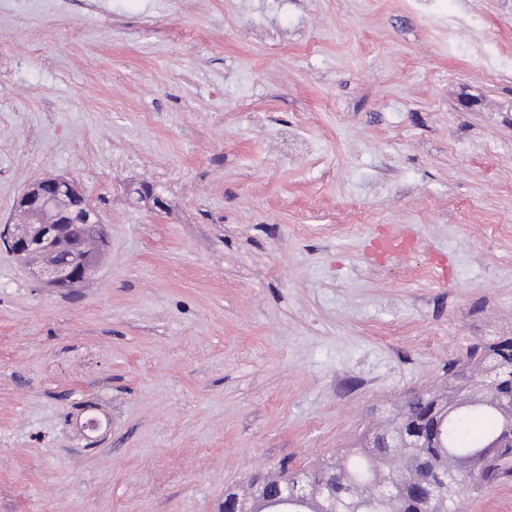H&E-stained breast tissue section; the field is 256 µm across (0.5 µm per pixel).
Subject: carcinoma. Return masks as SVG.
Returning <instances> with one entry per match:
<instances>
[{
    "label": "carcinoma",
    "mask_w": 512,
    "mask_h": 512,
    "mask_svg": "<svg viewBox=\"0 0 512 512\" xmlns=\"http://www.w3.org/2000/svg\"><path fill=\"white\" fill-rule=\"evenodd\" d=\"M512 409V336L477 341L467 358L448 363V382L408 397L386 425L360 437L296 479L319 488L335 512H452L463 492L481 491L512 479V446L499 447ZM479 418L482 433L468 432ZM394 476V495L381 484ZM256 480L267 496L266 512H303L274 499L266 474Z\"/></svg>",
    "instance_id": "1"
}]
</instances>
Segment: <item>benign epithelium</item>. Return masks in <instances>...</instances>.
Wrapping results in <instances>:
<instances>
[{
	"instance_id": "obj_1",
	"label": "benign epithelium",
	"mask_w": 512,
	"mask_h": 512,
	"mask_svg": "<svg viewBox=\"0 0 512 512\" xmlns=\"http://www.w3.org/2000/svg\"><path fill=\"white\" fill-rule=\"evenodd\" d=\"M54 208L56 216L41 224H19L9 233L11 253L34 275L44 288L69 290L89 281L98 269L95 258L86 253V242L93 238L100 248L107 247L106 225L89 221L84 232L77 236L72 225L65 220L67 210H91L81 188L74 182L47 176L31 183L17 201L20 212L38 214ZM279 497L283 501H302L312 488L296 480H278Z\"/></svg>"
}]
</instances>
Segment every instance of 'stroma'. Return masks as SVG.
Instances as JSON below:
<instances>
[{
    "label": "stroma",
    "instance_id": "obj_1",
    "mask_svg": "<svg viewBox=\"0 0 512 512\" xmlns=\"http://www.w3.org/2000/svg\"><path fill=\"white\" fill-rule=\"evenodd\" d=\"M50 175L109 246L0 248V512H221L512 336V0H0V226ZM50 206L55 207L52 212H56L55 217L43 220L47 217L43 215L34 220L36 224L16 225L8 233L7 246L21 263L34 270L42 287L59 291L77 288L89 281L98 269L96 258L85 253L86 242L94 238L100 249H105L108 244L106 225L89 221L93 211L83 191L73 181L61 177L47 176L31 183L17 201L18 211L29 214H38ZM72 208L89 211L80 236L73 233L72 224L64 218ZM61 252L70 253L71 262H61Z\"/></svg>",
    "mask_w": 512,
    "mask_h": 512
}]
</instances>
